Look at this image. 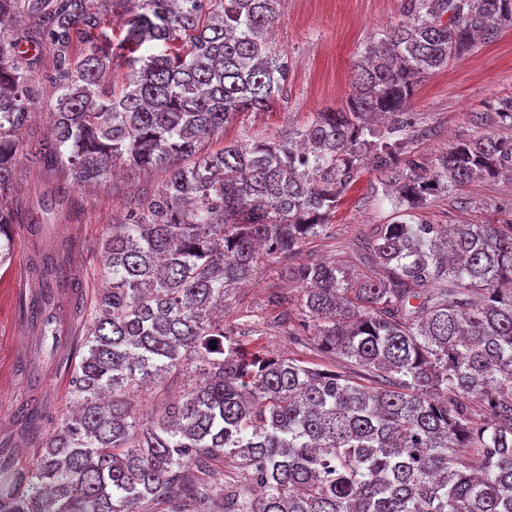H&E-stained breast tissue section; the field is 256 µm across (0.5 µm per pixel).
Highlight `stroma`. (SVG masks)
<instances>
[{"label": "stroma", "mask_w": 512, "mask_h": 512, "mask_svg": "<svg viewBox=\"0 0 512 512\" xmlns=\"http://www.w3.org/2000/svg\"><path fill=\"white\" fill-rule=\"evenodd\" d=\"M400 19V0H288L272 31L288 55V83L272 110L244 113L227 130L226 140L252 133L279 135L303 124L311 113L342 108L366 44ZM511 97L512 29H506L417 85L408 110L422 134L411 141V149L432 159L457 141L485 136V129L472 123L473 112ZM162 178L159 172H125L96 192H71L67 202L48 212L39 199L51 187L53 175L29 159L21 160L18 189L29 202V213L23 223L13 225L12 258L0 267V473L31 475L42 439L70 410L72 369L84 353L87 329L81 313L90 304L101 266L92 248L123 214L130 195ZM395 219L372 167L364 166L336 212L331 237L309 239L301 257L349 258L361 229ZM416 219L427 224L511 222L512 179L476 180L453 194L431 197ZM61 246L87 287L79 294L68 288L55 291L46 307L51 318L46 328L30 320L25 301L33 291L32 264L38 251ZM274 291L298 294L281 263L269 260L244 289L242 304L225 307V324L238 322L241 306H248L269 326L255 347L334 369V356L293 343L279 332L280 311L267 304Z\"/></svg>", "instance_id": "1"}]
</instances>
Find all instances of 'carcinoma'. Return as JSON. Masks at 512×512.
I'll return each mask as SVG.
<instances>
[{
	"label": "carcinoma",
	"instance_id": "obj_1",
	"mask_svg": "<svg viewBox=\"0 0 512 512\" xmlns=\"http://www.w3.org/2000/svg\"><path fill=\"white\" fill-rule=\"evenodd\" d=\"M283 0H0V266L24 154L69 188L117 169L162 172L97 246L100 286L74 367L78 410L41 444L28 489L0 512H202L204 474L228 461L223 512H512V222L411 224L429 197L512 174V138L462 141L432 164L409 149L415 87L512 28V0H400L371 37L346 106L284 135L210 144L242 112H266L288 81L270 27ZM31 24L11 27L19 17ZM53 89L51 138L31 127ZM512 130V99L474 115ZM369 164L399 220L371 224L356 263H294L329 234ZM276 259L301 285L300 319L273 292L279 327L340 360L334 370L250 352L248 309L224 302ZM38 319L63 263L33 264ZM195 368L163 412L133 393Z\"/></svg>",
	"mask_w": 512,
	"mask_h": 512
}]
</instances>
